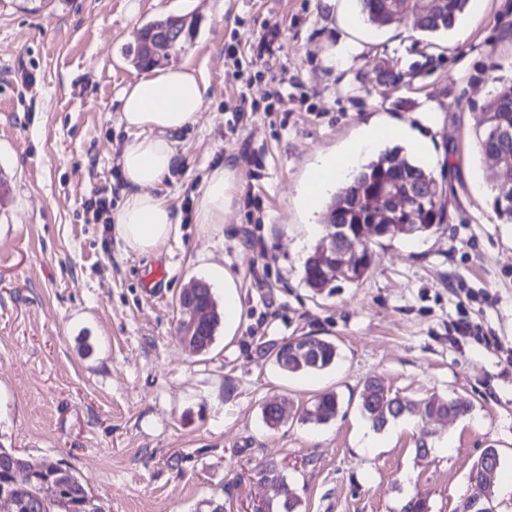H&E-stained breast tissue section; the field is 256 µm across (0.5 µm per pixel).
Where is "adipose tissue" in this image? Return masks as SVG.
Returning <instances> with one entry per match:
<instances>
[{"label":"adipose tissue","instance_id":"obj_1","mask_svg":"<svg viewBox=\"0 0 512 512\" xmlns=\"http://www.w3.org/2000/svg\"><path fill=\"white\" fill-rule=\"evenodd\" d=\"M204 93L201 79L187 66L152 69L124 88L120 113L130 137L119 163L126 187L112 222L125 250L153 251L174 232L177 217L158 189L179 162L174 137L196 122ZM405 136V130L395 125L368 124L344 150L322 156L308 174L301 199L304 211H316L321 195L344 179L358 156ZM237 181L231 166L220 164L211 170L197 206L198 223H223Z\"/></svg>","mask_w":512,"mask_h":512}]
</instances>
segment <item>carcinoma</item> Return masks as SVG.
<instances>
[{"label": "carcinoma", "mask_w": 512, "mask_h": 512, "mask_svg": "<svg viewBox=\"0 0 512 512\" xmlns=\"http://www.w3.org/2000/svg\"><path fill=\"white\" fill-rule=\"evenodd\" d=\"M470 0H443L441 11L421 19L407 20L402 12L393 8L392 0H360L363 19L379 27L410 24L413 29L424 34H437L452 29L466 10ZM512 130V83L504 86L479 108L475 115L474 135L478 150L489 159L498 156L501 167L496 171V183L492 188V206L497 216L505 224H512V204L502 199L503 192L512 195V185L505 186L504 174H512V143L505 148L498 147L491 139L496 128ZM417 180H425L435 185L437 196L426 200L417 207L406 208V213L418 210L414 235L433 232L446 218L443 186L429 168L419 164L401 149L395 148L370 158L361 164L352 181L342 191L335 194L323 218V223L348 225L351 235H356L360 225L369 223L370 202L386 187L397 189L400 197L408 199L412 186ZM359 274L353 282L362 280L371 267V241H356ZM303 280L307 287L316 290L324 288L320 282V271L313 256L309 255L303 264ZM202 305L197 308L200 326L196 332V345L201 353L210 350L223 322L212 288H206L201 295ZM299 346L308 345V350L298 356L279 360V348L270 351L274 363L288 374L324 371L332 368L338 358L336 344L328 339L315 336H298ZM360 410L377 429H383L389 422L403 416L422 412L427 416H463L469 406L456 399L436 396L411 398L391 394L384 382L376 378L364 381L360 392ZM339 412V400L335 392L319 395L305 408L301 420L308 423L325 424ZM261 481L279 485L283 512H297L300 504L294 489L287 483L275 463H268L258 470ZM49 480L59 482V497L47 498L43 495V484ZM9 493L14 502V512H105L101 502L93 495L86 480L71 474L66 478L56 475L52 468L32 470L28 460L6 448L0 453V492Z\"/></svg>", "instance_id": "cac0c4a2"}]
</instances>
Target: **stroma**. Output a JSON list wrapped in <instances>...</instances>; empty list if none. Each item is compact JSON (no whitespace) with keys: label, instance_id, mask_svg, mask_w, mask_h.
<instances>
[{"label":"stroma","instance_id":"stroma-1","mask_svg":"<svg viewBox=\"0 0 512 512\" xmlns=\"http://www.w3.org/2000/svg\"><path fill=\"white\" fill-rule=\"evenodd\" d=\"M446 33L351 27L357 0H0V443L67 461L106 512H279L256 470L283 466L299 512H458L469 468L493 447L512 476V224L491 206L473 136L491 85L512 78V0H479ZM186 15L174 66L205 85L181 165L164 190L179 216L157 251H125L87 208L119 195L128 133L119 97L142 76L135 32ZM278 29L273 55L249 50ZM398 72L384 83L380 69ZM294 78L287 100L271 77ZM252 111L238 113L240 92ZM401 124L427 148L447 217L429 235L373 243L367 277L316 293L303 263L318 242L298 205L308 168L367 123ZM233 165L224 222L194 220L208 171ZM164 266L165 277L149 275ZM232 276L241 319L199 354L178 330L179 295ZM467 317L477 338L457 339ZM336 343L335 367L289 375L268 357L294 336ZM370 377L391 393L460 398L468 414H418L373 431L358 408ZM336 392L325 424L303 407ZM284 400L282 423L262 406ZM372 433L373 447L361 445ZM428 457H419L418 440Z\"/></svg>","mask_w":512,"mask_h":512}]
</instances>
